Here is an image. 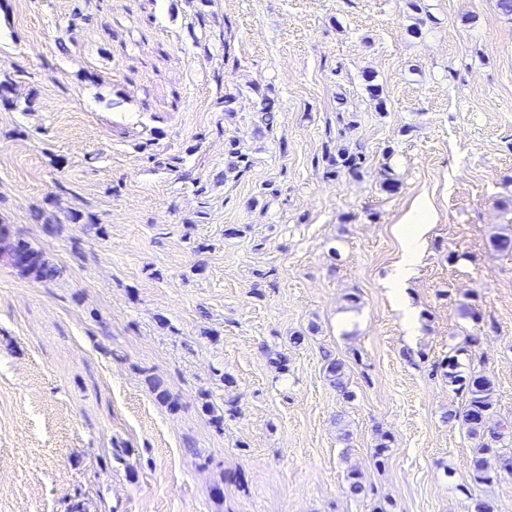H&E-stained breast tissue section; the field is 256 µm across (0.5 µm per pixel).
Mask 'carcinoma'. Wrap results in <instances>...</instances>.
<instances>
[{
  "label": "carcinoma",
  "mask_w": 512,
  "mask_h": 512,
  "mask_svg": "<svg viewBox=\"0 0 512 512\" xmlns=\"http://www.w3.org/2000/svg\"><path fill=\"white\" fill-rule=\"evenodd\" d=\"M327 162L334 167V173L341 172L356 176L365 163V155L361 151L351 152L340 148L337 154L328 156ZM18 245L29 252L40 256L38 267L32 278L43 283L57 281L62 269L50 261L46 253L23 239ZM325 375L329 384L344 399L352 397L346 372V364L330 354L324 355ZM448 384L461 392L464 404L458 409L448 410V422L458 424L465 430L473 442V453L469 462V472L477 484H491L501 479L502 474L512 470V426L498 419L495 383L487 374L475 370H462L458 355L448 357ZM149 383L156 398L170 409L178 406V400L172 396L164 381L153 376Z\"/></svg>",
  "instance_id": "obj_1"
}]
</instances>
